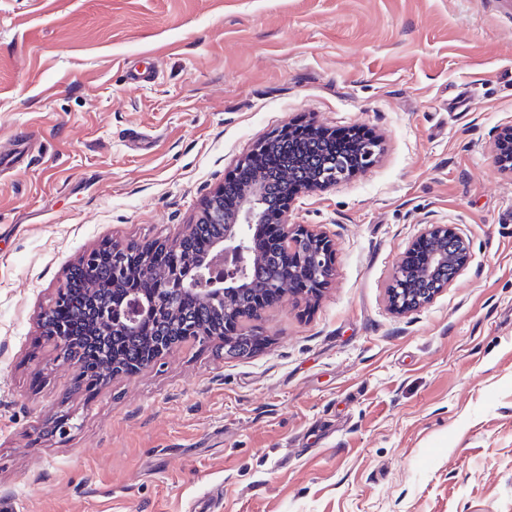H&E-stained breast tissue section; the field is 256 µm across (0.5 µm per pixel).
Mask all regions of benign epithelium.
I'll list each match as a JSON object with an SVG mask.
<instances>
[{"instance_id": "benign-epithelium-1", "label": "benign epithelium", "mask_w": 512, "mask_h": 512, "mask_svg": "<svg viewBox=\"0 0 512 512\" xmlns=\"http://www.w3.org/2000/svg\"><path fill=\"white\" fill-rule=\"evenodd\" d=\"M512 141V126L500 131L492 143L495 163L503 170L512 171V158L503 154L506 143ZM354 162L340 171L327 160L319 165L304 156H298L293 166L302 172L299 180H288L276 206L265 202L266 179L261 176L248 184L230 177L202 204L195 224L183 235L187 239L199 230L218 224L223 227L214 240L212 250L205 256L181 261L174 259L170 269L156 277L154 303L144 304L138 299L130 300L125 310L119 312L108 301L106 291L97 288L89 293V326L84 331L89 342L102 341L108 336H122L129 332L139 317L154 316L164 309L171 315H179L174 307L165 305L179 292H188L203 305L224 314V323L240 324L247 319L258 318V310H250L238 304L239 297L257 294L279 295L283 286L303 281L305 290L312 294L320 291L332 275L336 244L323 230L305 224L290 222V203L303 192L323 190L337 181L352 176L372 166L379 155V140L368 142L362 138L352 143ZM260 224H276L280 228L279 244L287 254L284 280L272 287L263 275L264 260L250 247V239ZM429 243V250L417 265L407 263L408 256L420 242ZM133 245L112 244L104 252L94 249L84 254L79 265L89 268L104 262L112 263L113 288L121 283L125 274L126 256ZM471 258V243L454 224L426 222L421 224L418 236L409 244L397 265L394 283L388 288L391 308L400 314L416 311L433 300L452 285L461 271L467 268ZM66 288L57 290L54 298L40 314L42 336L51 341L58 351L57 359L78 371L77 388L85 386L86 375L82 363L76 356L73 327L55 315L64 305ZM187 340L205 344L215 338L224 341V351L235 354L236 340L217 336L199 323L185 325ZM173 345L157 339L150 345V353L143 360L126 362L109 361V370L99 377L102 385L115 377L126 376L142 368L157 364Z\"/></svg>"}]
</instances>
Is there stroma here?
Listing matches in <instances>:
<instances>
[{
  "label": "stroma",
  "mask_w": 512,
  "mask_h": 512,
  "mask_svg": "<svg viewBox=\"0 0 512 512\" xmlns=\"http://www.w3.org/2000/svg\"><path fill=\"white\" fill-rule=\"evenodd\" d=\"M304 123L381 140L291 207L336 242L319 296L266 306L250 355L187 342L75 389L39 326L69 269L175 245ZM508 125L512 0H0V512H512ZM426 221L471 261L398 315Z\"/></svg>",
  "instance_id": "35a3bbf8"
}]
</instances>
